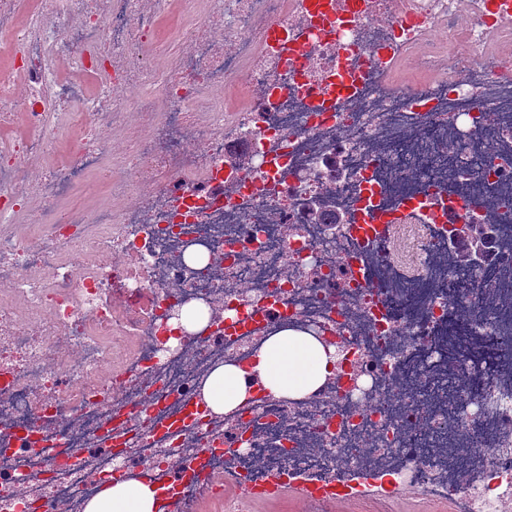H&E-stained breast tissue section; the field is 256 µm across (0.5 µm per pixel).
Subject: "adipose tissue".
I'll return each instance as SVG.
<instances>
[{"mask_svg":"<svg viewBox=\"0 0 512 512\" xmlns=\"http://www.w3.org/2000/svg\"><path fill=\"white\" fill-rule=\"evenodd\" d=\"M335 362L312 337L287 330L265 342L253 371L274 395L299 398L318 387ZM245 394L243 373L234 365L217 369L204 389L208 404L224 413L234 410ZM156 507L155 489L121 483L102 491L87 512H155Z\"/></svg>","mask_w":512,"mask_h":512,"instance_id":"ef3b65f1","label":"adipose tissue"}]
</instances>
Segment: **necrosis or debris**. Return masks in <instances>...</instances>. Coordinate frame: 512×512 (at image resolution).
Segmentation results:
<instances>
[{"instance_id":"1","label":"necrosis or debris","mask_w":512,"mask_h":512,"mask_svg":"<svg viewBox=\"0 0 512 512\" xmlns=\"http://www.w3.org/2000/svg\"><path fill=\"white\" fill-rule=\"evenodd\" d=\"M0 55V512L350 470L512 512V0H0ZM292 325L335 372L215 412ZM243 372L234 365H224L210 377L204 389L208 404L217 412L229 413L245 398Z\"/></svg>"}]
</instances>
